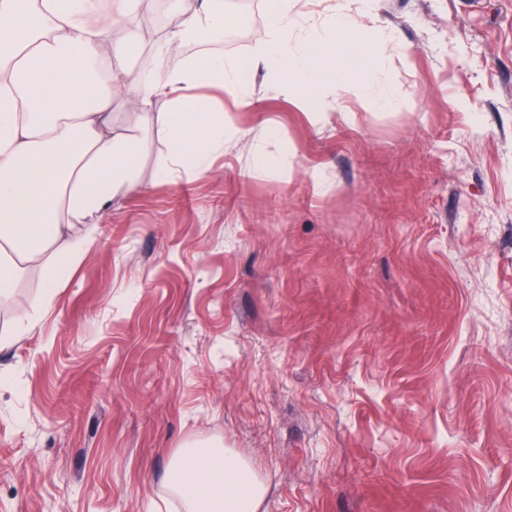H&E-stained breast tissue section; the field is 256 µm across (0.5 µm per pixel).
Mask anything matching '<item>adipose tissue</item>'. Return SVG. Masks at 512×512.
I'll return each instance as SVG.
<instances>
[{
  "label": "adipose tissue",
  "instance_id": "1",
  "mask_svg": "<svg viewBox=\"0 0 512 512\" xmlns=\"http://www.w3.org/2000/svg\"><path fill=\"white\" fill-rule=\"evenodd\" d=\"M293 0H273V33L247 60L198 55L176 69L164 61L190 40L224 30L223 0L168 27L155 47L153 73L136 69L142 48L139 19L155 0H0V295H11L41 266L45 290L94 241L97 224L123 189L139 186L140 148L113 128L114 85L133 93L127 121L152 127L167 144L162 175L207 171L224 143L222 110L190 88L233 94L252 107L250 75L265 68L269 88L302 108H330L332 89L352 70L371 79L364 25L350 0H337L329 20L335 37L294 41ZM166 102L155 113L156 102ZM167 483L184 512H259L264 487L249 463L222 448L184 449Z\"/></svg>",
  "mask_w": 512,
  "mask_h": 512
}]
</instances>
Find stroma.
Listing matches in <instances>:
<instances>
[{
    "label": "stroma",
    "mask_w": 512,
    "mask_h": 512,
    "mask_svg": "<svg viewBox=\"0 0 512 512\" xmlns=\"http://www.w3.org/2000/svg\"><path fill=\"white\" fill-rule=\"evenodd\" d=\"M267 11L224 0L253 29L213 52L253 55ZM366 25L373 87L212 92L205 173L159 179L140 129V187L52 301L38 267L0 299V512H180L195 441L253 465L259 512H512V0Z\"/></svg>",
    "instance_id": "1"
}]
</instances>
